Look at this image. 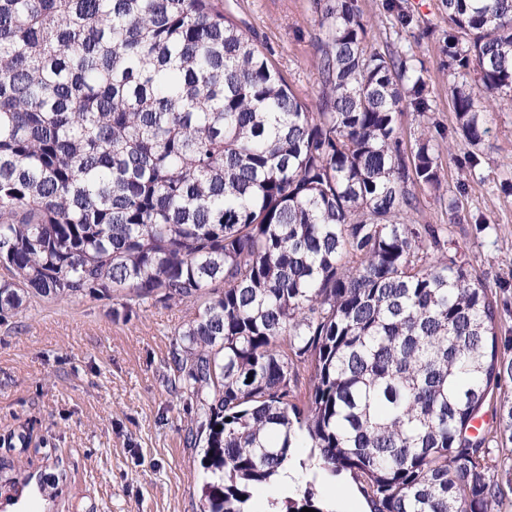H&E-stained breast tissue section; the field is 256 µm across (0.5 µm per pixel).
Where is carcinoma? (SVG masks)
<instances>
[{
    "label": "carcinoma",
    "mask_w": 512,
    "mask_h": 512,
    "mask_svg": "<svg viewBox=\"0 0 512 512\" xmlns=\"http://www.w3.org/2000/svg\"><path fill=\"white\" fill-rule=\"evenodd\" d=\"M316 5L310 107L224 0H0V323L37 297L200 302L169 380L200 405L199 512H254L295 448L350 472L371 512H509L505 310L448 225L400 222L441 176L398 125L430 111L426 80L366 43L357 0ZM445 6L474 172L481 99L512 101V0ZM274 504L323 512L310 487Z\"/></svg>",
    "instance_id": "cac0c4a2"
}]
</instances>
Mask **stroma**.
Instances as JSON below:
<instances>
[{
	"instance_id": "obj_1",
	"label": "stroma",
	"mask_w": 512,
	"mask_h": 512,
	"mask_svg": "<svg viewBox=\"0 0 512 512\" xmlns=\"http://www.w3.org/2000/svg\"><path fill=\"white\" fill-rule=\"evenodd\" d=\"M316 0H224V7L278 68L295 94L314 104L320 84ZM413 17L401 27L386 0H358L367 40L408 50L429 79L432 110H404L405 143L429 137L442 156L438 186H417L408 224H444L448 249L472 264L507 303L512 329V103H490L482 165L470 175L468 143L455 131L443 0H403ZM457 210H450V202ZM486 223L477 231V223ZM198 310L193 302L148 303L126 313L115 299H34L0 323V459L42 477L53 489L25 492V505L0 497V512H199L203 451L187 447L196 403L171 393L172 344ZM317 499L328 512H369L349 473L319 474Z\"/></svg>"
}]
</instances>
